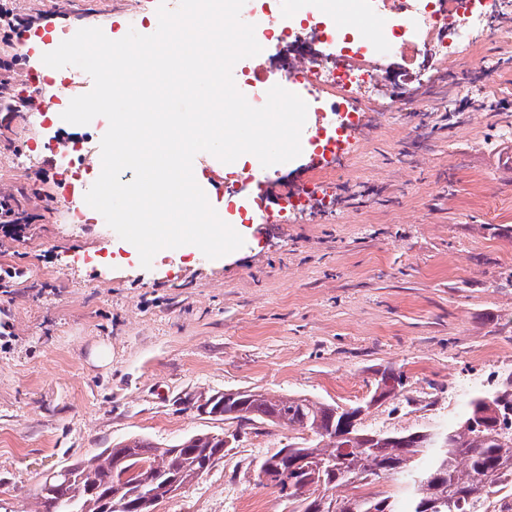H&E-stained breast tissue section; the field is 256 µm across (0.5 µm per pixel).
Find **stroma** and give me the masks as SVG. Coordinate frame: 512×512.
Returning <instances> with one entry per match:
<instances>
[{
  "label": "stroma",
  "instance_id": "stroma-1",
  "mask_svg": "<svg viewBox=\"0 0 512 512\" xmlns=\"http://www.w3.org/2000/svg\"><path fill=\"white\" fill-rule=\"evenodd\" d=\"M121 5L138 0H0V512H37L48 470L124 439L237 430L195 410L202 394L355 406L388 368L403 388L362 423L399 433L458 422L473 390L512 373V112L489 107L512 99V29L419 45L407 110L380 86L336 161L313 148L332 119L309 126L310 149L266 174L304 192L287 220H267L256 184L227 199L223 162L198 153L194 174L244 244L217 259L191 245L146 269L108 225L67 223L56 206L73 174L97 180L108 125L42 105L60 76L74 97L91 76L13 50L63 28L123 38ZM239 432L154 512H288L257 464L291 430Z\"/></svg>",
  "mask_w": 512,
  "mask_h": 512
}]
</instances>
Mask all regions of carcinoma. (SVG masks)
Wrapping results in <instances>:
<instances>
[{"label": "carcinoma", "instance_id": "obj_1", "mask_svg": "<svg viewBox=\"0 0 512 512\" xmlns=\"http://www.w3.org/2000/svg\"><path fill=\"white\" fill-rule=\"evenodd\" d=\"M403 377L383 372L377 388L386 397L402 388ZM210 413L240 425L286 426L308 433L300 450L327 466L311 479L288 477L289 462L275 452L263 461L259 484L271 486L288 499L292 512H485L489 495L512 476V428H495L497 412L512 406V374L493 389L474 391L457 424L442 431L406 433L370 431L361 422L344 421L336 403L303 396L253 392L248 400L224 402L210 396ZM235 435L193 433L165 444L145 437L115 443L89 459L78 460L46 475L38 490V512H113L124 502H145L142 512L173 497L224 457ZM401 476L410 481L409 507L393 494L354 492L317 499L319 486L336 490L369 484L367 478Z\"/></svg>", "mask_w": 512, "mask_h": 512}]
</instances>
